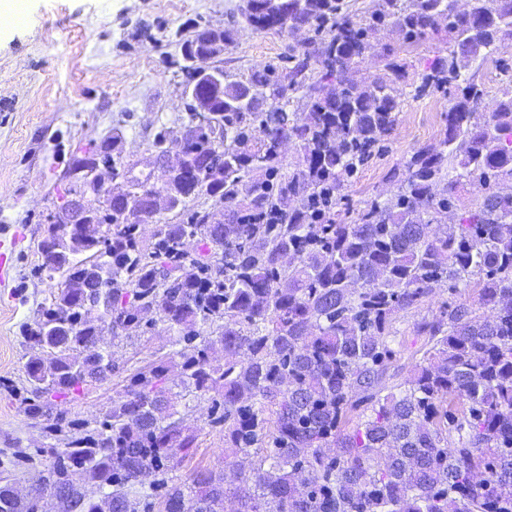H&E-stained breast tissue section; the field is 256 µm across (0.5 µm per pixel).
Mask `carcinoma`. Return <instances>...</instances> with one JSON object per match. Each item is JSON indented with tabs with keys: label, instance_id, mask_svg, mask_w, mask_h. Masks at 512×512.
<instances>
[{
	"label": "carcinoma",
	"instance_id": "1",
	"mask_svg": "<svg viewBox=\"0 0 512 512\" xmlns=\"http://www.w3.org/2000/svg\"><path fill=\"white\" fill-rule=\"evenodd\" d=\"M242 15L258 30L324 35L317 75L298 62L206 85L199 63L220 55L232 30L206 26L182 42L191 123L184 167L163 190L176 210L212 197L224 219L157 223L147 252L139 228L151 223L150 191L133 184L95 224L50 225L41 271L51 300L26 330L22 399L47 433L63 432L54 400L123 373L105 333L161 322L188 385L220 396L212 423L224 425V467L241 485L210 470L196 473L189 495L170 482L197 435L159 358L124 377L95 427L70 421L66 447L41 449L60 512H224L227 500L236 512H512V88L474 123L484 94L461 73L512 35V0H472L467 16L449 0H377L358 22L332 0H246ZM441 18L456 49L431 63L424 86L456 88L444 137L406 162L393 198L351 218L345 179L392 133L400 102L396 64L367 84L350 73L378 27L413 43ZM304 88L310 111L287 112ZM284 142L298 152L286 176ZM109 157L125 166L107 145L75 159L69 191H90L77 170ZM469 175L489 187L482 207L430 234ZM474 278L492 315L459 301L417 323L422 361L407 388L387 390L395 314ZM217 344L222 366L211 358ZM359 410L371 414L355 423ZM87 484L100 500L86 498ZM37 508L0 484V512Z\"/></svg>",
	"mask_w": 512,
	"mask_h": 512
}]
</instances>
